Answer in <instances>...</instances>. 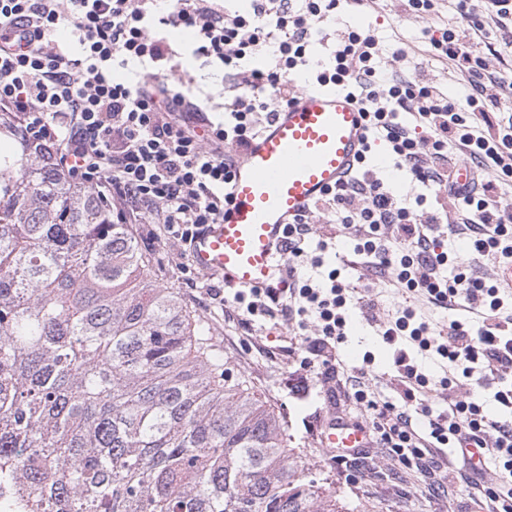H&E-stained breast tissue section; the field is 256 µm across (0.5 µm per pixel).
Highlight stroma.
Instances as JSON below:
<instances>
[{
  "label": "stroma",
  "mask_w": 512,
  "mask_h": 512,
  "mask_svg": "<svg viewBox=\"0 0 512 512\" xmlns=\"http://www.w3.org/2000/svg\"><path fill=\"white\" fill-rule=\"evenodd\" d=\"M436 8V17L422 18L404 0H365L363 6L321 22L312 52L325 56L331 34L364 32L377 38L385 72L410 74L415 66H422L431 85L464 99L468 92L465 78L426 55L425 49L436 29L464 27L469 20L454 0H438ZM182 71L190 89L207 98L213 112H222L225 92L232 89L233 80L193 58L184 59ZM132 231L156 282L178 291L195 314L208 322L235 374L285 418L294 456L319 479L321 495H335L339 512H469L468 488L459 486L448 495L433 496L418 473L405 469L384 448H367L365 458L355 462H336L321 445V427L329 412L347 410L349 401L338 382L321 378V360L302 343L297 325L278 315L247 325L229 318L222 304L205 301L202 285L207 278L191 265L186 243L171 238L160 224H136ZM367 354L375 358L371 388L382 398L397 401L392 361L376 327L354 322L335 355L350 368L360 365Z\"/></svg>",
  "instance_id": "1"
}]
</instances>
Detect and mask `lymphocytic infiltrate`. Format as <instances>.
Segmentation results:
<instances>
[{
    "mask_svg": "<svg viewBox=\"0 0 512 512\" xmlns=\"http://www.w3.org/2000/svg\"><path fill=\"white\" fill-rule=\"evenodd\" d=\"M363 0H253L250 11L227 12L217 0H0V111L16 112L40 141L57 145L58 157L87 186L119 204L122 224H162L172 238L190 240L201 225L224 214V188L231 172L226 153L244 147L268 122L274 108L288 103L301 84L339 86L353 94L367 115L368 132L380 135L408 171L412 183L460 200V221L442 207L414 202L358 168L348 180L289 225L288 275L304 259L314 217L354 225L359 265L389 277L405 296L387 313L367 290L353 297L330 270L319 280H296L287 299L276 289L234 293L244 319L280 309L288 320H311L307 342L323 358L324 375L343 373L326 358L344 337L351 307L378 321L393 348L399 399H380L365 384L368 368L345 375L360 413L372 419L373 443L386 448L404 468L428 480L434 495L462 481L475 488L479 512H512V421L490 418L486 400L512 409V292L478 275L476 264L512 261V204L501 191L512 182V113L501 112L503 79L493 77L490 60L475 40L491 18L504 44L512 43V0H487L476 11L457 0L469 17L465 29L445 27L430 37L428 53L466 76L471 91L457 102L416 75H384L374 36L348 31L339 36L327 61L309 52L316 24ZM72 30L76 42L55 34ZM189 30L188 49L174 47L169 33ZM28 49H20L23 39ZM205 58L239 86L224 99L222 119L210 120L206 102L175 89L169 79L184 55ZM137 63L138 74L118 80L116 68ZM486 169V178L467 190L456 188L458 157ZM468 235L471 259L458 261L443 249L447 232ZM464 311V318L434 322L422 305ZM442 369L437 382L448 406L417 425L412 408L430 383L418 354ZM494 377V388L476 382L469 394L458 390L474 375ZM470 442L480 448L482 470L449 473L437 451Z\"/></svg>",
    "mask_w": 512,
    "mask_h": 512,
    "instance_id": "lymphocytic-infiltrate-1",
    "label": "lymphocytic infiltrate"
}]
</instances>
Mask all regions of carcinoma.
<instances>
[{
  "label": "carcinoma",
  "mask_w": 512,
  "mask_h": 512,
  "mask_svg": "<svg viewBox=\"0 0 512 512\" xmlns=\"http://www.w3.org/2000/svg\"><path fill=\"white\" fill-rule=\"evenodd\" d=\"M127 224L0 112V484L25 512H336Z\"/></svg>",
  "instance_id": "cac0c4a2"
}]
</instances>
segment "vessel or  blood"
I'll use <instances>...</instances> for the list:
<instances>
[{
  "label": "vessel or blood",
  "mask_w": 512,
  "mask_h": 512,
  "mask_svg": "<svg viewBox=\"0 0 512 512\" xmlns=\"http://www.w3.org/2000/svg\"><path fill=\"white\" fill-rule=\"evenodd\" d=\"M365 137L364 114L348 92L300 89L235 158L223 216L188 243L192 266L238 292L273 287L286 258L288 225L359 167ZM321 442L343 458L368 447L370 434L365 426L332 420Z\"/></svg>",
  "instance_id": "obj_1"
}]
</instances>
